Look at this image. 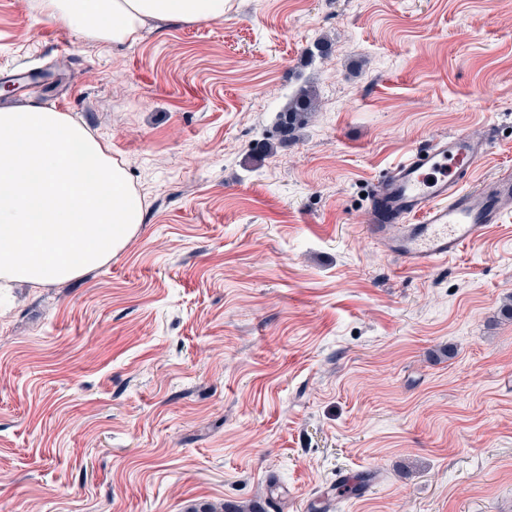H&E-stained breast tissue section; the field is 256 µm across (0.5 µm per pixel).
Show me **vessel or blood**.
Wrapping results in <instances>:
<instances>
[{"label":"vessel or blood","mask_w":512,"mask_h":512,"mask_svg":"<svg viewBox=\"0 0 512 512\" xmlns=\"http://www.w3.org/2000/svg\"><path fill=\"white\" fill-rule=\"evenodd\" d=\"M487 140L453 133L414 149L371 191L367 228L402 268L455 256L512 213V173L471 186Z\"/></svg>","instance_id":"1"}]
</instances>
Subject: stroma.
Segmentation results:
<instances>
[{
	"label": "stroma",
	"instance_id": "1",
	"mask_svg": "<svg viewBox=\"0 0 512 512\" xmlns=\"http://www.w3.org/2000/svg\"><path fill=\"white\" fill-rule=\"evenodd\" d=\"M35 3L0 0L7 103L107 139L145 212L108 265L0 290V512L276 486L280 512H512V214L429 269L365 231L435 138L490 139L475 181L512 171V0H226L114 48ZM304 85L317 111L260 154Z\"/></svg>",
	"mask_w": 512,
	"mask_h": 512
}]
</instances>
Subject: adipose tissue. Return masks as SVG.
Segmentation results:
<instances>
[{
	"instance_id": "obj_1",
	"label": "adipose tissue",
	"mask_w": 512,
	"mask_h": 512,
	"mask_svg": "<svg viewBox=\"0 0 512 512\" xmlns=\"http://www.w3.org/2000/svg\"><path fill=\"white\" fill-rule=\"evenodd\" d=\"M88 41H135L147 20H218L224 0H38ZM143 200L106 142L70 115L0 107V280L61 284L109 263L138 233Z\"/></svg>"
}]
</instances>
